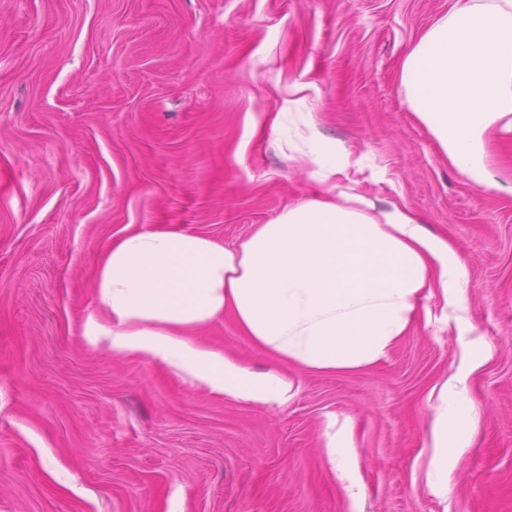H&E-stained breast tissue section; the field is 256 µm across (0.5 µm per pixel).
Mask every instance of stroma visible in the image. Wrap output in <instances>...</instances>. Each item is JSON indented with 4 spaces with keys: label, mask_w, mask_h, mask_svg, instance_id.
<instances>
[{
    "label": "stroma",
    "mask_w": 512,
    "mask_h": 512,
    "mask_svg": "<svg viewBox=\"0 0 512 512\" xmlns=\"http://www.w3.org/2000/svg\"><path fill=\"white\" fill-rule=\"evenodd\" d=\"M453 0H0V512H512V132L501 186L451 166L404 103L401 63ZM316 133L349 156L298 160ZM353 186L397 203L469 269L388 357L323 373L231 315L197 332L294 382L256 406L88 345L95 266L126 225L224 245ZM464 450L427 486L430 422L467 352ZM347 448L361 497L328 457Z\"/></svg>",
    "instance_id": "35a3bbf8"
}]
</instances>
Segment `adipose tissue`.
Listing matches in <instances>:
<instances>
[{"label": "adipose tissue", "instance_id": "obj_1", "mask_svg": "<svg viewBox=\"0 0 512 512\" xmlns=\"http://www.w3.org/2000/svg\"><path fill=\"white\" fill-rule=\"evenodd\" d=\"M401 85L449 163L472 184L497 188L487 143L512 131V0H455L405 55ZM468 283L467 265L428 238L410 209H377L348 186L288 206L233 246L181 229H125L101 257L82 336L161 360L214 393L283 403L288 376L251 371L195 331L228 313L279 359L352 371L385 359L434 292L465 311ZM466 378L461 371L443 385L431 425L428 484L442 494L448 459L463 449Z\"/></svg>", "mask_w": 512, "mask_h": 512}]
</instances>
